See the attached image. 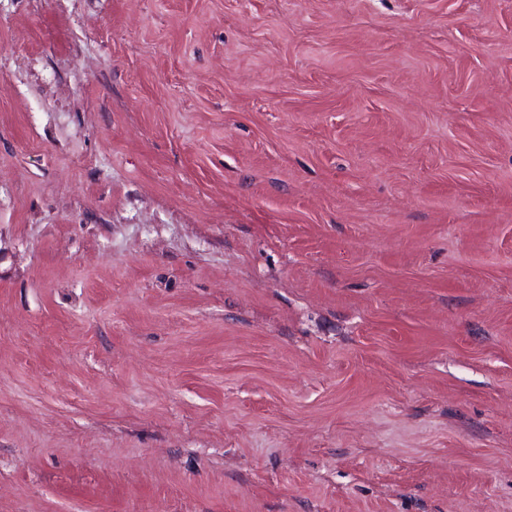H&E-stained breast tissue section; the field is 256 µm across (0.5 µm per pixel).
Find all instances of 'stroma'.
I'll return each instance as SVG.
<instances>
[{"label":"stroma","instance_id":"stroma-1","mask_svg":"<svg viewBox=\"0 0 512 512\" xmlns=\"http://www.w3.org/2000/svg\"><path fill=\"white\" fill-rule=\"evenodd\" d=\"M0 512H512V0H0Z\"/></svg>","mask_w":512,"mask_h":512}]
</instances>
